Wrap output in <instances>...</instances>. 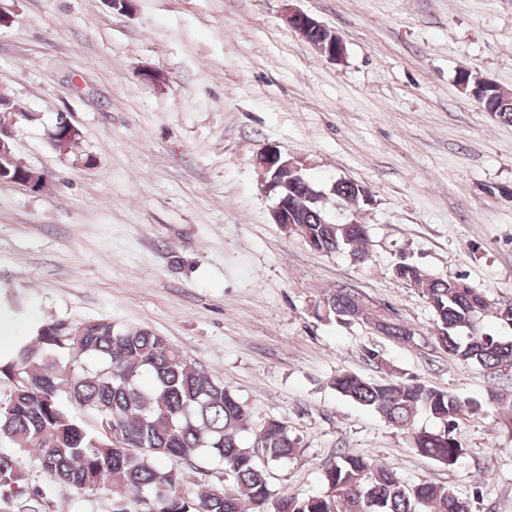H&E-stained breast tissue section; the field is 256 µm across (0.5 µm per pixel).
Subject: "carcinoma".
Returning <instances> with one entry per match:
<instances>
[{"mask_svg":"<svg viewBox=\"0 0 512 512\" xmlns=\"http://www.w3.org/2000/svg\"><path fill=\"white\" fill-rule=\"evenodd\" d=\"M458 82L484 111L512 123V98L504 99L466 69ZM1 112L20 114V124L33 121L0 94ZM52 137L59 155H75L79 130L58 123ZM9 155L0 161V180L25 181L30 167L17 158L12 145ZM285 181L288 188L281 192L289 193L295 204V227L288 233H301L317 251L347 250L361 261L367 259L365 225L333 222L325 202L310 201L293 175ZM334 196L339 202L356 200L355 182L336 181ZM394 274L427 300L435 339L448 354L492 374L512 368V341L482 329L489 302L480 289L460 278L433 277L405 260L396 264ZM358 303L350 289L339 288L322 302V310L328 317L351 321ZM381 329L399 341L412 338L406 325L388 321ZM0 378L9 385L0 407V440L33 456L52 485L86 491L108 485L120 499L129 494L153 498L155 512H472L470 502L450 488L405 484L390 469L346 451L324 467L322 494L272 497L269 468L299 451L297 438L283 422L271 419L252 447L243 446L248 413L233 391L150 331L117 329L107 321L40 324L17 342L11 356L0 359ZM332 385L341 396L406 431L420 454L447 467L463 455L460 423L481 410L476 402L413 377L378 381L342 372ZM78 411L91 413L96 428L87 429ZM421 413L439 420L443 428H415ZM166 459L221 463L235 489L210 485L196 495H182L185 475L163 465ZM27 494L17 457L0 454V497Z\"/></svg>","mask_w":512,"mask_h":512,"instance_id":"obj_1","label":"carcinoma"}]
</instances>
